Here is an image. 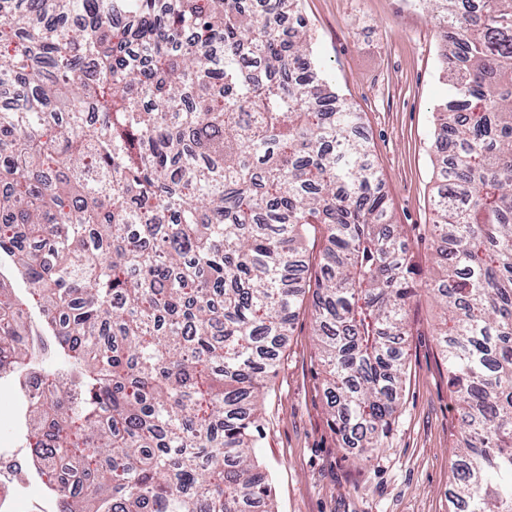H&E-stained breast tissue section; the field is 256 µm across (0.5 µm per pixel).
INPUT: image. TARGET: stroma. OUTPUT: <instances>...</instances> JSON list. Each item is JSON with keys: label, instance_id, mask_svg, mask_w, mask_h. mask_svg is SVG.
<instances>
[{"label": "stroma", "instance_id": "35a3bbf8", "mask_svg": "<svg viewBox=\"0 0 512 512\" xmlns=\"http://www.w3.org/2000/svg\"><path fill=\"white\" fill-rule=\"evenodd\" d=\"M326 79L363 114V132L396 223L421 276L434 271L428 232L434 187L433 112L446 98L440 39L417 0H299ZM438 310L419 290L409 312L402 413L386 448L341 449L328 423L309 307H302L264 403L257 457L276 512H448L449 461L460 436L438 354ZM26 406L0 379V441L25 443Z\"/></svg>", "mask_w": 512, "mask_h": 512}]
</instances>
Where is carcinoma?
<instances>
[{"instance_id":"1","label":"carcinoma","mask_w":512,"mask_h":512,"mask_svg":"<svg viewBox=\"0 0 512 512\" xmlns=\"http://www.w3.org/2000/svg\"><path fill=\"white\" fill-rule=\"evenodd\" d=\"M443 38L418 285L298 0H0V345L62 512H271L261 398L307 293L329 422L386 447L419 288L461 433L450 512H512V0H418ZM46 318L45 350L22 306Z\"/></svg>"}]
</instances>
